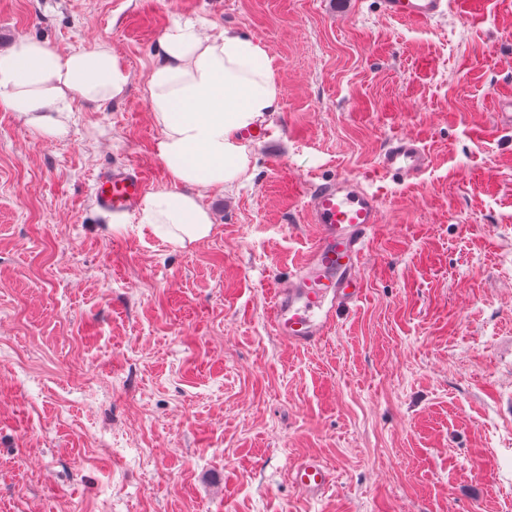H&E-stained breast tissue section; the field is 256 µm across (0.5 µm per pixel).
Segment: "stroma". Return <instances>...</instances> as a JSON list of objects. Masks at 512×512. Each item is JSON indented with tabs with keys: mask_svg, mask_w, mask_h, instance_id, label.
<instances>
[{
	"mask_svg": "<svg viewBox=\"0 0 512 512\" xmlns=\"http://www.w3.org/2000/svg\"><path fill=\"white\" fill-rule=\"evenodd\" d=\"M266 48L283 94L255 177L172 247L94 205L131 163L169 187L144 93L180 16ZM110 43L125 96L60 140L0 112V512H512V0L427 23L381 0H0V48ZM397 137L416 179L380 177ZM381 197L363 296L319 345L276 336L273 290L313 239L305 195ZM315 456L334 482L297 493ZM428 157L418 142L408 138H397L380 156L378 167L384 174H391L403 182L417 178ZM288 477L307 497L322 495L334 480L331 470L317 457H308L298 462L289 470Z\"/></svg>",
	"mask_w": 512,
	"mask_h": 512,
	"instance_id": "stroma-1",
	"label": "stroma"
}]
</instances>
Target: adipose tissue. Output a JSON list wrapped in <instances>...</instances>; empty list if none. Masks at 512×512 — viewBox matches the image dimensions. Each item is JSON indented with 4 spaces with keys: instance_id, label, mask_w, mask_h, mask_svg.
I'll return each instance as SVG.
<instances>
[{
    "instance_id": "adipose-tissue-1",
    "label": "adipose tissue",
    "mask_w": 512,
    "mask_h": 512,
    "mask_svg": "<svg viewBox=\"0 0 512 512\" xmlns=\"http://www.w3.org/2000/svg\"><path fill=\"white\" fill-rule=\"evenodd\" d=\"M129 80L108 43L66 52L20 36L0 49V112L40 139H62L76 102L101 107L120 100ZM145 94L171 186L145 195L138 221L179 247L202 241L214 224L204 193L230 191L254 177L245 137L279 108L277 70L254 38L226 29L207 35L194 17L183 16L159 40Z\"/></svg>"
}]
</instances>
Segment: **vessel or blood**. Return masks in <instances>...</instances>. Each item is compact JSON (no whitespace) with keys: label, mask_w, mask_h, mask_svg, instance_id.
<instances>
[{"label":"vessel or blood","mask_w":512,"mask_h":512,"mask_svg":"<svg viewBox=\"0 0 512 512\" xmlns=\"http://www.w3.org/2000/svg\"><path fill=\"white\" fill-rule=\"evenodd\" d=\"M388 16L425 23L448 8V0H382ZM428 157L417 141L393 140L381 155L383 173L401 181L417 178ZM147 182L133 164L105 165L94 177L98 209L108 215L132 212ZM381 200L347 176L321 184L308 195L306 216L314 241L295 276L279 284L272 302V324L277 336L301 347L316 345L329 335L340 312L358 302L362 291L360 264L378 223ZM291 483L305 496L322 495L334 477L315 457L298 462L288 472Z\"/></svg>","instance_id":"vessel-or-blood-1"}]
</instances>
